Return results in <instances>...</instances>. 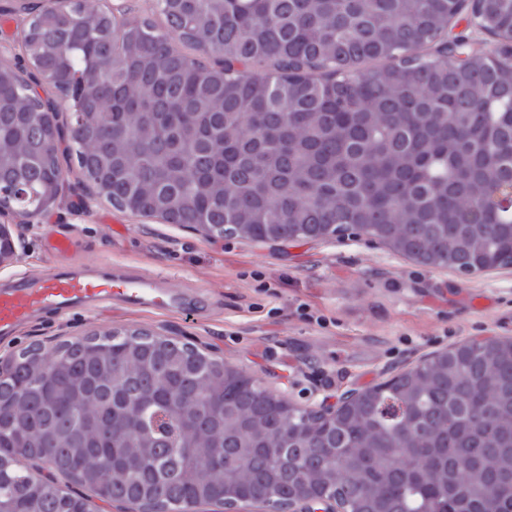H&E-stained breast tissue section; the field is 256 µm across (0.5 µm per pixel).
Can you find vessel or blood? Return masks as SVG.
Returning a JSON list of instances; mask_svg holds the SVG:
<instances>
[{
	"mask_svg": "<svg viewBox=\"0 0 512 512\" xmlns=\"http://www.w3.org/2000/svg\"><path fill=\"white\" fill-rule=\"evenodd\" d=\"M119 299L130 308H177L159 277L99 270L54 269L0 290V332H13L32 317Z\"/></svg>",
	"mask_w": 512,
	"mask_h": 512,
	"instance_id": "vessel-or-blood-1",
	"label": "vessel or blood"
}]
</instances>
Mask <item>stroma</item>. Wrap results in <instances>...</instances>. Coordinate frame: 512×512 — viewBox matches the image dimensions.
<instances>
[{
	"mask_svg": "<svg viewBox=\"0 0 512 512\" xmlns=\"http://www.w3.org/2000/svg\"><path fill=\"white\" fill-rule=\"evenodd\" d=\"M24 23L15 0H0V54L17 65ZM67 173L62 202L35 223L15 226L19 256L0 265V283L50 268L107 265L163 276L165 288L192 306L161 312L115 300L39 317L0 335V357L35 343L143 329L191 343L311 409L457 343L512 338V267L463 277L348 232L289 242L212 238L94 201L77 168ZM57 233L73 239L69 253L47 250Z\"/></svg>",
	"mask_w": 512,
	"mask_h": 512,
	"instance_id": "stroma-1",
	"label": "stroma"
}]
</instances>
